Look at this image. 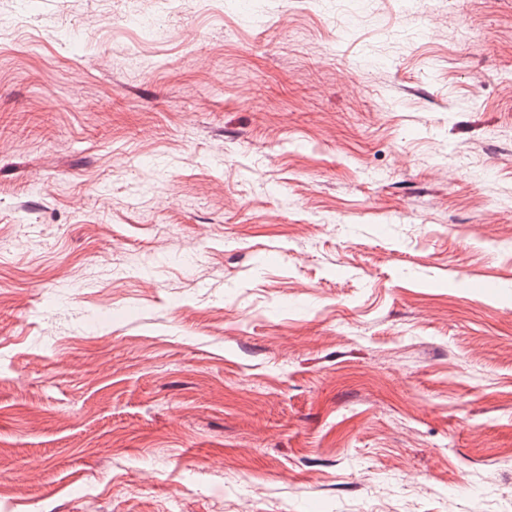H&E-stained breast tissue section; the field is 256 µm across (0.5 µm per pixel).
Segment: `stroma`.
Wrapping results in <instances>:
<instances>
[{
    "instance_id": "35a3bbf8",
    "label": "stroma",
    "mask_w": 512,
    "mask_h": 512,
    "mask_svg": "<svg viewBox=\"0 0 512 512\" xmlns=\"http://www.w3.org/2000/svg\"><path fill=\"white\" fill-rule=\"evenodd\" d=\"M0 512H512V0H0Z\"/></svg>"
}]
</instances>
